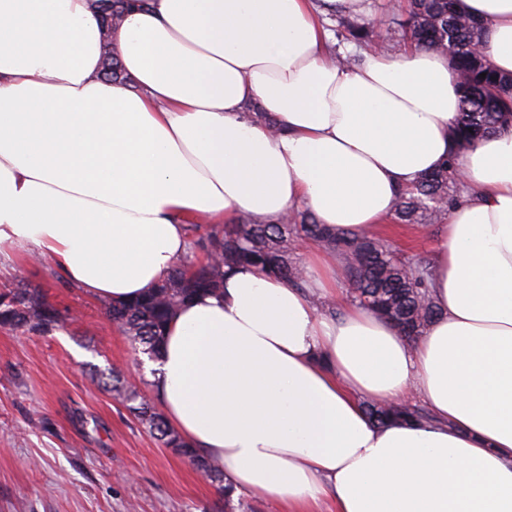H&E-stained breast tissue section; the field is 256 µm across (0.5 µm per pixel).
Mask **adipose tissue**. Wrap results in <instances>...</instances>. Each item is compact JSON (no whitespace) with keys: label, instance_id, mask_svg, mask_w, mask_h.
Masks as SVG:
<instances>
[{"label":"adipose tissue","instance_id":"adipose-tissue-1","mask_svg":"<svg viewBox=\"0 0 512 512\" xmlns=\"http://www.w3.org/2000/svg\"><path fill=\"white\" fill-rule=\"evenodd\" d=\"M457 7L512 73V0ZM330 9L365 0H151L107 36L97 0H0V274L43 255L123 300L184 258L190 224L308 209L361 236L386 226L448 154L457 78L415 47L332 61ZM107 44L129 85L104 78ZM461 172L432 244L442 315L418 339L348 300L340 260L310 242L303 287L242 266L170 320L151 389L232 495L286 512H512V130ZM415 398L429 420L365 412Z\"/></svg>","mask_w":512,"mask_h":512}]
</instances>
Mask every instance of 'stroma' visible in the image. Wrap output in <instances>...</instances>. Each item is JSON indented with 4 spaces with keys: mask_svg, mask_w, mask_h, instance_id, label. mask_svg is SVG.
I'll return each instance as SVG.
<instances>
[{
    "mask_svg": "<svg viewBox=\"0 0 512 512\" xmlns=\"http://www.w3.org/2000/svg\"><path fill=\"white\" fill-rule=\"evenodd\" d=\"M438 224L396 227L398 252L430 256ZM25 283L66 312L48 333L0 329V512H281L218 483L161 445L92 378L119 369L145 397L148 358L108 317L103 301L51 262L23 259L0 289Z\"/></svg>",
    "mask_w": 512,
    "mask_h": 512,
    "instance_id": "stroma-1",
    "label": "stroma"
}]
</instances>
